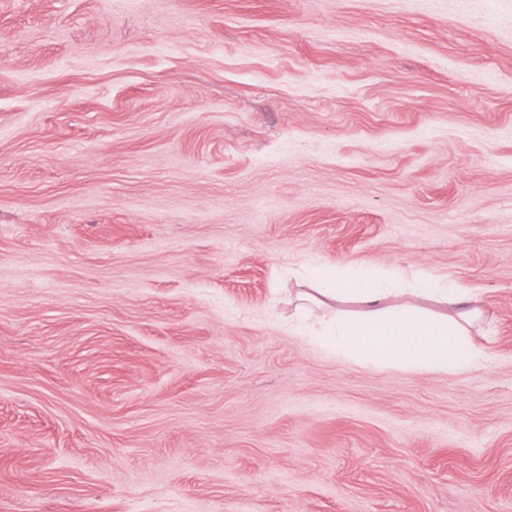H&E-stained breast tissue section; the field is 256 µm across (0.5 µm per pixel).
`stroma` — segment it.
Wrapping results in <instances>:
<instances>
[{
	"label": "stroma",
	"mask_w": 512,
	"mask_h": 512,
	"mask_svg": "<svg viewBox=\"0 0 512 512\" xmlns=\"http://www.w3.org/2000/svg\"><path fill=\"white\" fill-rule=\"evenodd\" d=\"M336 265L487 359L295 332ZM0 512H512V0H0Z\"/></svg>",
	"instance_id": "stroma-1"
}]
</instances>
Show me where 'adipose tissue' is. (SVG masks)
Listing matches in <instances>:
<instances>
[{
    "label": "adipose tissue",
    "mask_w": 512,
    "mask_h": 512,
    "mask_svg": "<svg viewBox=\"0 0 512 512\" xmlns=\"http://www.w3.org/2000/svg\"><path fill=\"white\" fill-rule=\"evenodd\" d=\"M320 296L336 300L350 298L363 308V315H337L323 337L335 344L339 355L368 366L395 364L407 368L450 372L484 360L487 350L470 339V328L480 316L469 289L451 283L437 287L419 282L416 294L434 295L447 302V316H427L408 307L386 310L393 294L392 283L360 278L346 269H326L318 273Z\"/></svg>",
    "instance_id": "obj_1"
}]
</instances>
